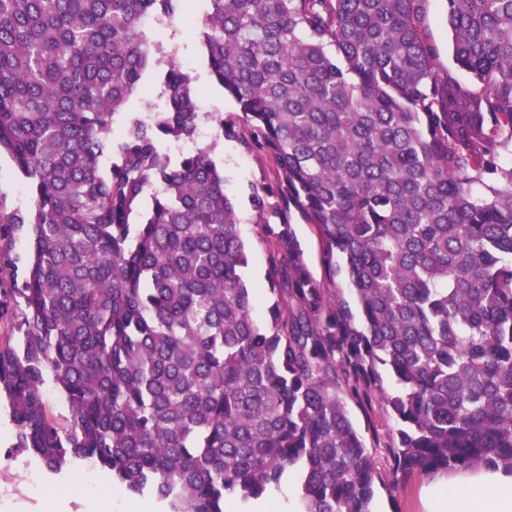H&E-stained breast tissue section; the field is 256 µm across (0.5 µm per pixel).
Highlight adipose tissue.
<instances>
[{
	"label": "adipose tissue",
	"instance_id": "adipose-tissue-1",
	"mask_svg": "<svg viewBox=\"0 0 512 512\" xmlns=\"http://www.w3.org/2000/svg\"><path fill=\"white\" fill-rule=\"evenodd\" d=\"M427 512H512V475L479 470L428 488Z\"/></svg>",
	"mask_w": 512,
	"mask_h": 512
}]
</instances>
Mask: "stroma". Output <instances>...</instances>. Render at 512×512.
<instances>
[{"label": "stroma", "mask_w": 512, "mask_h": 512, "mask_svg": "<svg viewBox=\"0 0 512 512\" xmlns=\"http://www.w3.org/2000/svg\"><path fill=\"white\" fill-rule=\"evenodd\" d=\"M169 30L178 45L177 61L186 66L194 79L202 111L224 113L236 118L242 131L251 126L242 119L238 106L207 74L199 27L186 19H173ZM212 157L223 170L225 190L233 198L241 224L249 263L242 275L249 287L265 292L267 283L268 247L261 233L262 224L279 223L274 213L258 215L249 203L253 187L274 183L278 178L275 161L267 155L250 153L235 141L221 142ZM8 262L0 264V341L18 335L24 305L16 295L24 280L29 253V239L25 231L15 232L6 240ZM347 410L354 426L362 433L368 447H381L387 431L388 419L380 408H368L355 400H348ZM17 427L11 417L7 400H0V512H101L96 496L82 494L71 484L73 470L46 476V491L42 498L33 500L21 494L24 468L34 465V458L16 450ZM430 474L418 472L401 481L393 491L378 490L372 508L374 512H425L424 489Z\"/></svg>", "instance_id": "35a3bbf8"}]
</instances>
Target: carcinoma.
Instances as JSON below:
<instances>
[{"label":"carcinoma","instance_id":"1","mask_svg":"<svg viewBox=\"0 0 512 512\" xmlns=\"http://www.w3.org/2000/svg\"><path fill=\"white\" fill-rule=\"evenodd\" d=\"M191 0H0V153L32 205L18 345L0 344L17 448L57 475L92 459L163 512H224L301 476L292 512H372L415 472L512 473V0H207L213 80L270 154L265 321L212 158L237 122L200 112L143 27ZM160 107L145 102L153 81ZM218 134L172 157L161 148ZM71 431L48 414L46 378ZM390 420L366 446L344 397ZM386 462L381 471L376 458ZM428 35L440 50L438 64L440 67L452 66L448 54V27L445 19V3L442 0H430L428 6ZM292 222L301 248L304 252V259L309 266L312 275L318 281L324 284L325 288H333L326 275L323 264V245L319 239L318 233L312 224H304L294 214L292 215Z\"/></svg>","mask_w":512,"mask_h":512}]
</instances>
